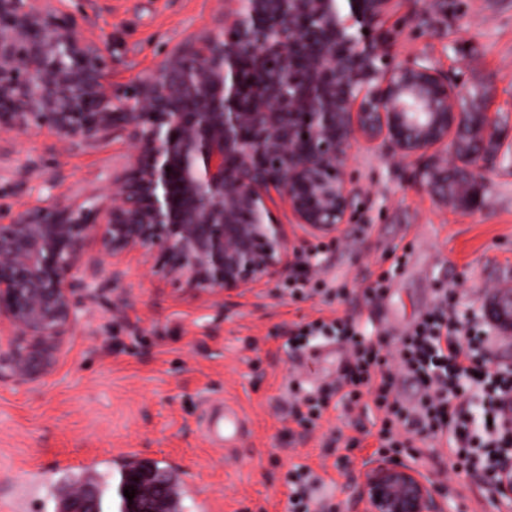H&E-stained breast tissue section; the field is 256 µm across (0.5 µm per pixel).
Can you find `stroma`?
<instances>
[{
	"mask_svg": "<svg viewBox=\"0 0 512 512\" xmlns=\"http://www.w3.org/2000/svg\"><path fill=\"white\" fill-rule=\"evenodd\" d=\"M437 18L427 0H395L376 30L394 63L425 55L447 71L475 111L512 130V0H447ZM222 0H69L81 36L98 41L112 86L133 81L216 26ZM114 136L90 150L52 137L0 132V222L48 203L70 204L104 189L127 163ZM416 164L354 148L359 194L340 241L296 233L299 257L317 265L308 298L288 286L197 297L154 275L138 254L122 261L129 303L102 302L68 340L55 370L35 383L0 378V473H9L18 512H55L78 481L76 458L135 450L203 476L200 494L220 512H288L286 475L302 465L331 502L351 507L381 422L329 404L310 432L288 417L290 395L336 383L352 347L317 340L298 358L284 343L296 324L347 317L394 350L437 293L456 292L459 311L483 310L491 288L512 286V165L487 167L470 208L444 207L415 178ZM384 280L382 300L367 287ZM247 416L242 453L210 446L199 432L207 397ZM450 512H499L489 480L449 472Z\"/></svg>",
	"mask_w": 512,
	"mask_h": 512,
	"instance_id": "obj_1",
	"label": "stroma"
}]
</instances>
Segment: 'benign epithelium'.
<instances>
[{
    "label": "benign epithelium",
    "instance_id": "7a95c632",
    "mask_svg": "<svg viewBox=\"0 0 512 512\" xmlns=\"http://www.w3.org/2000/svg\"><path fill=\"white\" fill-rule=\"evenodd\" d=\"M391 2L348 0L343 15L337 0H224L218 27L117 93L104 50L76 33L65 0H0V130L72 147L119 133L131 148L114 193H89L90 207L50 203L0 224V376L32 383L52 372L81 314L123 280L125 254L196 296L288 279L297 250L267 200L277 194L304 235L339 239L360 142L416 161V178L444 206L450 161L469 173L463 195H474L477 169L507 157L499 116L481 113L484 149L463 155L456 130L466 113L448 74L424 55L393 64L375 33ZM315 35L329 45L309 57L300 84L297 64ZM244 54L260 74L250 85ZM487 316L511 330L512 293L498 294ZM493 487L512 499V467ZM356 504L448 512L447 495L399 454L363 463ZM71 512H97L93 488L78 491Z\"/></svg>",
    "mask_w": 512,
    "mask_h": 512
}]
</instances>
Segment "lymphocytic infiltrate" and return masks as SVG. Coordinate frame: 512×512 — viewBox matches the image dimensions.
Wrapping results in <instances>:
<instances>
[{
	"instance_id": "obj_1",
	"label": "lymphocytic infiltrate",
	"mask_w": 512,
	"mask_h": 512,
	"mask_svg": "<svg viewBox=\"0 0 512 512\" xmlns=\"http://www.w3.org/2000/svg\"><path fill=\"white\" fill-rule=\"evenodd\" d=\"M455 294L441 293L390 358L361 342L353 320H316L297 327L289 350L310 340L346 336L354 341L353 359L333 388L346 410L359 408L363 395L383 411L380 447L412 446L411 459L460 460L466 476L481 477L512 459V364L493 363L491 327L480 313L460 314ZM413 374L422 393L414 405L394 394L400 371Z\"/></svg>"
}]
</instances>
